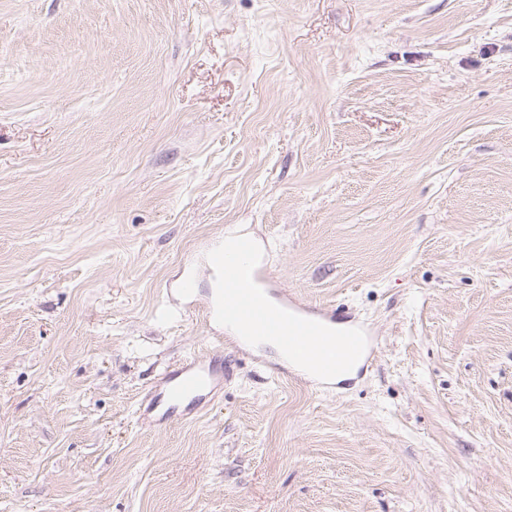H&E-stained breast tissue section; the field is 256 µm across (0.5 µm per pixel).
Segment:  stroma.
<instances>
[{"label":"stroma","mask_w":512,"mask_h":512,"mask_svg":"<svg viewBox=\"0 0 512 512\" xmlns=\"http://www.w3.org/2000/svg\"><path fill=\"white\" fill-rule=\"evenodd\" d=\"M233 232L354 378L207 333ZM0 512H512V0H0ZM220 370L212 361H196L183 365L166 378L159 393L142 414L143 422L161 420L171 409L188 406V414L204 405L220 380ZM161 415V416H160Z\"/></svg>","instance_id":"35a3bbf8"}]
</instances>
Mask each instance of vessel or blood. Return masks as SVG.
Wrapping results in <instances>:
<instances>
[{
    "label": "vessel or blood",
    "mask_w": 512,
    "mask_h": 512,
    "mask_svg": "<svg viewBox=\"0 0 512 512\" xmlns=\"http://www.w3.org/2000/svg\"><path fill=\"white\" fill-rule=\"evenodd\" d=\"M206 275L212 289L202 305L206 326H220L251 342L277 341L289 362L308 370L323 384L336 379L343 357L366 358L369 339L363 329H337L336 320L323 308L303 306L290 295L278 294L268 282L256 246L247 239L225 245L208 242L198 267L188 269L181 281L185 297H193L198 275ZM220 371L209 361H191L166 378L142 419L159 420L171 409H197L217 386Z\"/></svg>",
    "instance_id": "b4317fda"
}]
</instances>
